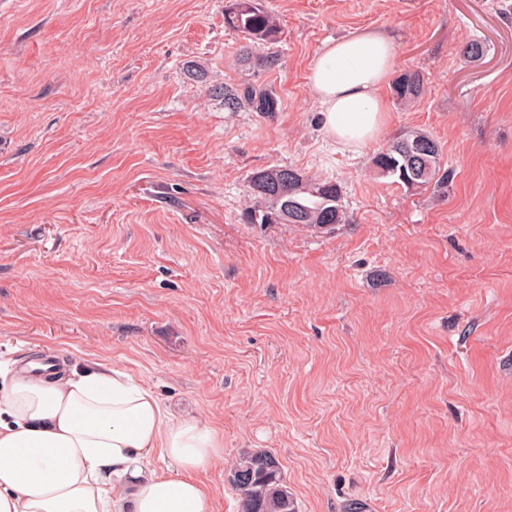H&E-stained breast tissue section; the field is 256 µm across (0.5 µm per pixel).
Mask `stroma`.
Wrapping results in <instances>:
<instances>
[{
  "label": "stroma",
  "mask_w": 512,
  "mask_h": 512,
  "mask_svg": "<svg viewBox=\"0 0 512 512\" xmlns=\"http://www.w3.org/2000/svg\"><path fill=\"white\" fill-rule=\"evenodd\" d=\"M259 2L262 70L227 0H0V366L104 361L218 426L212 512H239L225 474L253 451L297 512H512V0ZM369 27L423 86H387L355 153L307 76ZM246 84L278 111L214 94ZM411 130L446 188L375 172ZM276 165L338 183L345 223H245ZM422 86L420 76L415 73H404L397 79L395 92L403 102H409L419 95Z\"/></svg>",
  "instance_id": "35a3bbf8"
}]
</instances>
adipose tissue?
I'll use <instances>...</instances> for the list:
<instances>
[{
	"instance_id": "ef3b65f1",
	"label": "adipose tissue",
	"mask_w": 512,
	"mask_h": 512,
	"mask_svg": "<svg viewBox=\"0 0 512 512\" xmlns=\"http://www.w3.org/2000/svg\"><path fill=\"white\" fill-rule=\"evenodd\" d=\"M396 65L387 31L328 42L308 76L324 135L355 152L375 141ZM155 456L169 473L151 468ZM223 456L214 427L170 419L128 373L0 371V512H211L202 476Z\"/></svg>"
}]
</instances>
